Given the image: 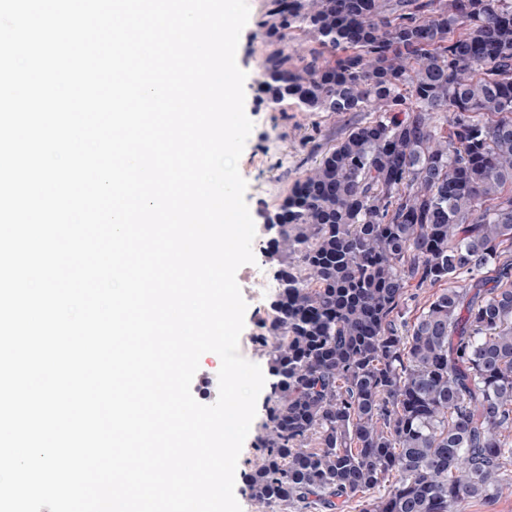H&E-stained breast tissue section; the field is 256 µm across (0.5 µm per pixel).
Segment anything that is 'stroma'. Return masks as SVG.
<instances>
[{"label": "stroma", "mask_w": 512, "mask_h": 512, "mask_svg": "<svg viewBox=\"0 0 512 512\" xmlns=\"http://www.w3.org/2000/svg\"><path fill=\"white\" fill-rule=\"evenodd\" d=\"M249 6L250 17L240 34L236 60L247 74L245 112L254 128L239 160V171L247 182L245 200L256 229L252 245L255 267L271 279L278 265L269 258L273 233L266 227L264 213L277 208L294 184L319 162L323 152L336 144L351 125L368 121L371 114L367 111L354 114L308 112L292 102L285 103L283 111H269L263 101L264 63L275 44L265 35V0H249ZM246 273V268L242 267L236 274L247 303L239 352L265 370L269 367L268 351L258 345L255 338L261 332L260 320L273 295L263 292L257 284L245 282ZM266 421L265 411H257L239 456L234 492L243 512H284L283 507L276 505L259 507L247 482L248 474L260 463L254 442Z\"/></svg>", "instance_id": "1"}]
</instances>
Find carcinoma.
Returning <instances> with one entry per match:
<instances>
[{
  "mask_svg": "<svg viewBox=\"0 0 512 512\" xmlns=\"http://www.w3.org/2000/svg\"><path fill=\"white\" fill-rule=\"evenodd\" d=\"M268 109L362 112L265 223L278 289L248 476L297 512L512 493V0H266ZM439 288L419 316L409 301Z\"/></svg>",
  "mask_w": 512,
  "mask_h": 512,
  "instance_id": "1",
  "label": "carcinoma"
}]
</instances>
